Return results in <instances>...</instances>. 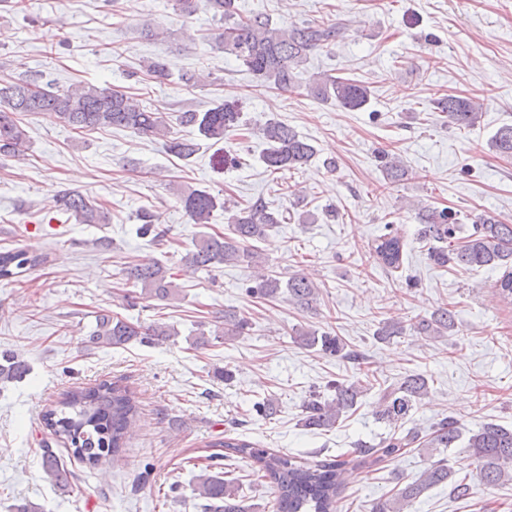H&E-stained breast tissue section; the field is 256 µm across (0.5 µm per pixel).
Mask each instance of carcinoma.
I'll use <instances>...</instances> for the list:
<instances>
[{
    "label": "carcinoma",
    "instance_id": "carcinoma-1",
    "mask_svg": "<svg viewBox=\"0 0 512 512\" xmlns=\"http://www.w3.org/2000/svg\"><path fill=\"white\" fill-rule=\"evenodd\" d=\"M205 6L224 21V27L211 37L215 49L234 58L252 74L256 86L288 90L297 82V70L305 66L310 55L336 42L341 29L333 24L305 23L277 26L263 14L242 15L236 0H175L176 11L191 17ZM308 94L322 103L356 111L370 101L371 90L362 81L316 73L306 85ZM437 109L448 123L458 129L473 126L481 115L480 105L469 99L448 96L437 101ZM37 112L58 120L71 129L84 132L116 127L131 130L146 137L164 140L167 152L180 160H190L207 141L220 142L231 129L240 126L241 113L233 101L217 99L205 110H188L175 115L177 125L189 127L196 137L184 139L171 135L163 113L142 106L139 101L118 90L83 84L56 89L39 74L0 82V155L21 158L28 137L17 115ZM266 144L263 162L268 171L297 170L316 155L315 147L290 125L269 118L259 127ZM489 146L497 155L512 158V124L503 125L491 137ZM381 164L387 180L397 182L406 175L399 157L383 152ZM60 210L82 224H107L109 212L95 200L78 191H64L58 199ZM179 203L190 223L206 226L213 212L221 208L227 214L228 232H202L194 250L185 255L189 268L207 272L227 264L262 266V253L255 243L266 238L279 224L296 220L306 223L304 213L286 209L271 210L258 200L246 208H238L230 199L220 198L206 189L186 186L180 191ZM420 228L418 236L430 244L428 258L439 267L473 269L504 268L495 285L500 299L512 304V224L499 216L481 213L474 217L472 229L460 238V225L448 209H430L419 204L409 205ZM140 233L165 236L158 229V217L146 212L141 216ZM404 239L396 231L378 237L372 252L385 268L396 271L403 263ZM47 257L24 249L0 251V281L22 283L31 269L44 264ZM123 274L135 287L139 297L171 300L181 293L172 281L169 270L154 259H144L127 266ZM250 293L260 298L286 296L288 302L309 311L317 303L319 288L305 274L295 273L282 281L278 276L263 272ZM248 320L235 312H224L214 321V327L199 332L193 344L204 347L210 339L227 340L245 333ZM456 331L455 312L448 306L436 308L429 315L411 324L388 319L379 324L376 339L387 342L410 332L417 336L440 339ZM178 336L170 326L156 322L147 326L134 324L110 312L95 316L86 343L94 347L118 348L137 340L141 343L167 341ZM298 340L306 347H320L331 356L353 359L356 354L336 335L324 331L298 330ZM28 372V363L11 350L0 352V387L21 380ZM334 397L325 399L313 393L304 400L300 424L306 429L329 430L342 417L356 411L366 388L362 381H337L330 384ZM429 393L428 378L419 373L407 374L399 381L379 390L375 410L377 419L390 425L405 420L422 398ZM138 405L128 390L102 382L94 387L68 392L58 405L44 414L51 434L73 448V455L92 467H109L122 460L128 429L138 418ZM461 437L457 420L446 417L434 423L427 434V447L432 451L453 447ZM419 439V431L409 429L392 433L376 445L358 443L350 460L334 459L304 463L287 454L273 453L245 440L229 439L224 448L230 454L250 460L269 484L273 498L272 512H336L344 473L348 465L378 463L392 457ZM472 465L477 477L486 486H498L512 481V428L487 422L467 438ZM44 473L60 489L71 485L73 473L49 446L42 454ZM455 471L448 460L430 462L421 477L406 484L386 500L372 504L371 512H404L411 503L432 486L451 483L459 497L470 493L465 480L454 479ZM194 498L203 501L202 512H256V507L240 500L238 488L224 479V472H208L199 476L193 488Z\"/></svg>",
    "mask_w": 512,
    "mask_h": 512
}]
</instances>
